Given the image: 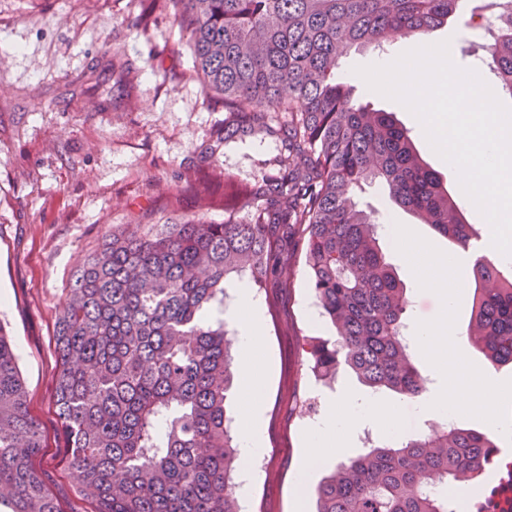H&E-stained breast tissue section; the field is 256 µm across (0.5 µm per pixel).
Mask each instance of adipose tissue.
Returning <instances> with one entry per match:
<instances>
[{
    "instance_id": "obj_1",
    "label": "adipose tissue",
    "mask_w": 512,
    "mask_h": 512,
    "mask_svg": "<svg viewBox=\"0 0 512 512\" xmlns=\"http://www.w3.org/2000/svg\"><path fill=\"white\" fill-rule=\"evenodd\" d=\"M400 246L406 256L422 259L419 285L437 296L441 307L439 318L422 325L415 336L416 346L438 362L445 380L443 386L432 389L421 401L422 411L454 416L477 414L495 420L501 434L512 433V422L495 417L497 409L512 404V383L498 381L485 371L471 370L463 355L452 347L454 307L466 284L469 256L464 253L447 257L435 254L408 227L400 232ZM232 317L237 324L243 352L238 388L243 407L239 453L243 464L248 465L263 452L266 381V364L261 359L262 319L250 288L240 287L239 304L233 309ZM366 418L382 432L389 434L395 430L387 418L385 403L378 399L341 402L333 397L326 398L319 419L302 433L303 474H310L331 459L337 442L349 441Z\"/></svg>"
}]
</instances>
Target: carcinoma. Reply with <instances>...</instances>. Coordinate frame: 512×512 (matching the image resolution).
Here are the masks:
<instances>
[{
  "label": "carcinoma",
  "instance_id": "cac0c4a2",
  "mask_svg": "<svg viewBox=\"0 0 512 512\" xmlns=\"http://www.w3.org/2000/svg\"><path fill=\"white\" fill-rule=\"evenodd\" d=\"M195 56L205 93L224 100V124L202 153L277 134V171L243 183L198 170L227 219L128 224L84 260L55 321L54 406L73 479L93 512H242L226 403L233 383L224 329L226 283L245 276L284 291L305 252L322 317L336 328L310 339L311 369L340 366L369 387L417 398L429 379L405 338L406 288L379 245L358 193L389 198L450 239L482 245L438 171L391 112L336 83L352 49L426 38L463 0H148L133 23L166 2ZM498 8L486 63L512 96V0ZM486 255L472 267L465 332L492 365L512 364V277ZM43 427L30 412L15 345L0 325V512H59L33 466ZM488 435L459 426L374 447L318 485L315 512H448L436 484L479 477Z\"/></svg>",
  "mask_w": 512,
  "mask_h": 512
}]
</instances>
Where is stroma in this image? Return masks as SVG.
<instances>
[{"label":"stroma","mask_w":512,"mask_h":512,"mask_svg":"<svg viewBox=\"0 0 512 512\" xmlns=\"http://www.w3.org/2000/svg\"><path fill=\"white\" fill-rule=\"evenodd\" d=\"M143 9L142 0H0V322L16 346L30 410L45 429L35 467L60 512L93 509L69 471L53 401L54 328L66 290L113 227L164 224L190 211L194 188L184 176L200 161L198 146L224 121L223 104L207 100L195 76L173 7L157 9L147 26L133 27ZM431 38L448 42L457 66L481 72L493 84L481 61L484 40L465 19L449 21ZM377 57L374 51L353 52L339 61L336 75L356 85L360 102L394 113L449 191H459L455 170L434 152L418 120L355 74V67ZM116 65L128 72L119 95L111 84ZM94 79L102 85L92 93ZM279 148L277 139H255L220 148L214 162L250 182L274 172ZM362 203L374 212L382 250L407 288L406 333L414 335L418 323L438 317L439 305L419 288L396 231L412 226L438 254L455 247L392 204L380 187L368 188ZM473 293L464 288L455 308L456 347L470 364L512 380L511 364L489 366L465 336ZM254 294L268 358L265 449L240 497L243 512H312L316 482L336 463L440 425V416L420 411L418 399L384 394L397 407V436L375 428L356 433L299 485L301 432L315 420L303 406L369 391L348 369H339L331 382L310 369L308 338L330 336L333 329L318 316L304 259L295 263L288 292L258 288Z\"/></svg>","instance_id":"35a3bbf8"}]
</instances>
